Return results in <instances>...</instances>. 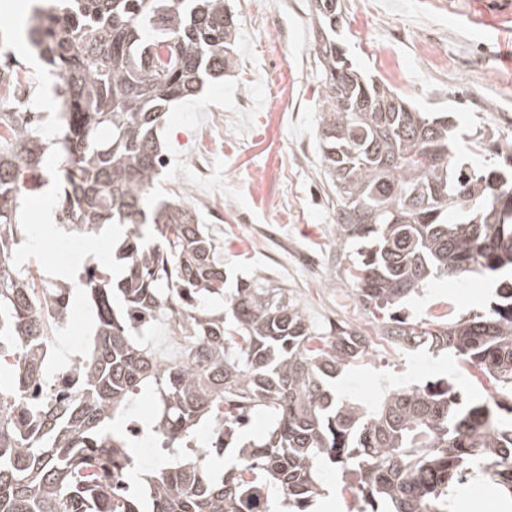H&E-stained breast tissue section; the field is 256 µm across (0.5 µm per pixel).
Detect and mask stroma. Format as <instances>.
Instances as JSON below:
<instances>
[{
  "instance_id": "obj_1",
  "label": "stroma",
  "mask_w": 512,
  "mask_h": 512,
  "mask_svg": "<svg viewBox=\"0 0 512 512\" xmlns=\"http://www.w3.org/2000/svg\"><path fill=\"white\" fill-rule=\"evenodd\" d=\"M307 0H226L239 19L236 68L207 80L197 96L174 103L161 132L167 164L159 194L188 195L219 248L225 290L259 274L291 289L317 326L374 321L356 296L336 249L337 229L321 168L317 138L319 70L312 51ZM342 32L349 58L361 70L385 78L382 62L393 59L402 79L394 90L422 111L447 112L454 125L460 164L491 163L485 147L512 149V0H344ZM5 52L27 75L26 98L45 120L60 109L59 79L39 58L16 43ZM57 156H50L21 200L22 223H42L38 204L58 197ZM53 238L30 234L25 265L66 267L79 284L85 265L112 261L110 243L99 253L49 261ZM495 300L485 277L435 279L407 302L412 316L431 321L448 312L482 313ZM80 324H66L58 339L62 356L92 335L87 293L71 298ZM447 380L471 397L486 384L453 356L400 350L384 339L336 379L343 398L376 402L384 393ZM452 512H512V500L483 482L459 485Z\"/></svg>"
}]
</instances>
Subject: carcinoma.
<instances>
[{"instance_id":"1","label":"carcinoma","mask_w":512,"mask_h":512,"mask_svg":"<svg viewBox=\"0 0 512 512\" xmlns=\"http://www.w3.org/2000/svg\"><path fill=\"white\" fill-rule=\"evenodd\" d=\"M320 68L319 141L335 201L337 249L352 258L356 296L399 345L453 353L512 398V290L483 314L427 322L404 304L437 277L478 272L512 279V153L481 168L458 163L453 125L420 112L385 81L359 70L340 35L341 0H309ZM238 23L224 0H65L34 10L26 42L62 85L58 139L35 112L0 109V512H311L318 464L341 470L359 512H451L454 491L485 481L512 498V404L465 398L429 382L374 404L331 393L344 367L369 353L357 327L319 331L288 289L254 275L227 309L224 266L185 197L152 194L165 164L158 127L170 103L205 75L236 66ZM62 162L60 223L124 224L123 272L94 265L81 281L93 302L87 363L64 401L48 398L53 339L71 284L35 286L12 260L26 234L18 215L23 174L47 150ZM365 243L351 257L347 246ZM186 345L167 363L147 336L160 313ZM143 392L155 411L146 431L166 456L128 492L134 441L113 429ZM264 435L242 441L250 414ZM209 423L212 442L196 430ZM238 449L216 476L211 452Z\"/></svg>"}]
</instances>
